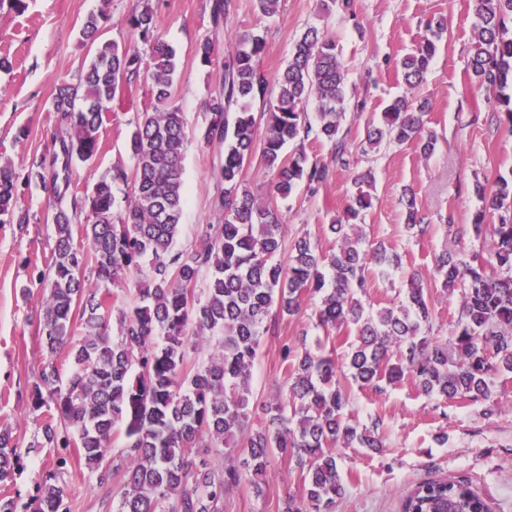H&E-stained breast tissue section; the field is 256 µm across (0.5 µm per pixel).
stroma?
Wrapping results in <instances>:
<instances>
[{"instance_id":"stroma-1","label":"stroma","mask_w":512,"mask_h":512,"mask_svg":"<svg viewBox=\"0 0 512 512\" xmlns=\"http://www.w3.org/2000/svg\"><path fill=\"white\" fill-rule=\"evenodd\" d=\"M235 3L227 36L216 39L218 53L226 52L231 35L259 33L266 40L262 67L273 75L287 65L303 32L317 27L335 36L346 70L348 114L341 132L354 162L334 173L318 195L301 188L288 200H274L286 242L307 235L320 249L329 250L333 240L325 224L349 204L355 177L369 172L374 177L373 206L364 217L365 232L402 259L392 282L369 278L366 298L374 306L396 301L409 273L430 279L442 246L474 248L472 217L479 205L474 186L512 172V128L503 122L493 97L464 80L473 39V0H352L351 8L338 7L327 15L320 11L319 0H280L277 14L270 18L258 13L253 0ZM210 4L160 0L158 8L155 33L176 52L174 96L191 128L204 121V102L221 85L218 69L201 65L194 52L196 42L211 30ZM133 5L134 0H24L22 10L0 9V57L12 63L11 71H0V157L9 159L18 173L52 150L60 125L51 98L61 81L76 79L91 59L81 36L85 17L105 10V38L134 46L138 39L125 25ZM434 15L446 19L448 30L425 80L411 89L402 80L400 60L415 48L425 21ZM399 95L428 102L429 127L438 136L434 153L423 155L413 143L361 152L367 120L379 118ZM150 105L146 77L125 86L101 130L93 166L74 171L72 189L83 190L90 173H104L116 163L130 165L128 133L138 113ZM222 155V149L195 140L186 148V198L177 247L191 245L203 225L219 221L212 200ZM410 192L432 226L420 239L405 226ZM50 195L41 186H19L18 203L32 220L24 226L0 224V431L10 432L20 452L6 485L23 507L33 502L45 475L53 472L68 494L71 512H115L118 478L100 481L76 449L31 445L43 415L32 410L28 388L50 360L33 323L43 297L36 281L54 245L52 227L44 219ZM317 305L316 297H306L301 313L284 318L278 336L264 340L251 380L254 423L262 422V402L284 381L281 345L315 338ZM341 383L357 419H382L385 447L374 455L361 448L343 450L348 493L336 512H400L403 489L437 478L467 480L487 498L492 512H512V374L499 377L503 409L488 418L471 406L440 408L409 381L382 394L359 389L346 377ZM442 429L448 442L441 446L434 437ZM297 491L287 458L276 456L263 495L241 484L225 498L224 512H284L288 496Z\"/></svg>"}]
</instances>
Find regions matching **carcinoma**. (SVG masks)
<instances>
[{
	"label": "carcinoma",
	"mask_w": 512,
	"mask_h": 512,
	"mask_svg": "<svg viewBox=\"0 0 512 512\" xmlns=\"http://www.w3.org/2000/svg\"><path fill=\"white\" fill-rule=\"evenodd\" d=\"M233 0H213V28L225 24ZM157 0H136L125 22L146 49L102 39L104 11L82 24L92 58L78 82L56 88L51 110L61 135L50 157L25 173L27 183L54 179L70 187L73 166L92 163L103 127L120 89L145 73L152 109L137 118L127 146L132 169L120 164L95 178L83 193L53 189L47 207L55 234L51 257L38 284L43 297L37 328L47 358L68 350L66 379L48 362L30 387L33 411L45 410L41 439L33 448H75L88 467H106L100 480L120 477L115 512H223L224 497L246 481L263 493L272 457H287L302 494L288 498L284 512H335L348 491L336 450L384 448L380 420L366 425L349 413L339 376L349 373L361 389L382 393L412 381L422 395L501 410L496 375L512 373V173L488 188L473 219L481 250L465 260L443 248L434 258V278L443 293L459 292L454 336H432L434 300L412 273L390 307L373 310L363 301L365 270L388 280L400 257L371 242L357 223L372 206L371 173L341 216L327 225L334 247L326 252L302 236L286 245L282 220L266 200L243 183L245 164L273 173L268 194L286 199L301 184L315 194L330 178L331 165L348 168L352 154L340 136L345 118V73L336 41L308 28L295 43L288 65L270 76L259 66L266 41L258 33L237 36L224 58L214 40L197 41L195 55L221 68V90L205 102V122L188 129L174 102V50L155 36ZM446 21L428 22L418 46L401 60L404 82L424 81ZM474 40L465 77L485 87L512 125V0H475ZM263 105L262 143L254 103ZM316 104V122L306 108ZM429 107L399 97L381 121L366 123L363 145L416 144L430 155L437 144L428 128ZM224 147L214 208L218 224L206 225L194 245L176 250L183 213V159L189 138ZM332 147L331 163L311 158L308 140ZM290 143L298 148L289 155ZM19 175L0 161V224H28L18 205ZM130 188L115 210L112 188ZM498 223L487 224L486 210ZM406 228L428 233L415 197L406 200ZM93 266L95 279L85 275ZM135 271L142 280L124 298L110 286ZM315 295V350L283 343L286 391L262 404L264 425L250 426L252 369L263 338L278 334V320L300 313ZM119 332L114 336L111 323ZM124 439L105 464L117 426ZM18 464L17 444L0 432V482ZM32 512H70L63 486L50 476ZM401 512H491L489 502L464 480L432 479L406 489Z\"/></svg>",
	"instance_id": "obj_1"
}]
</instances>
